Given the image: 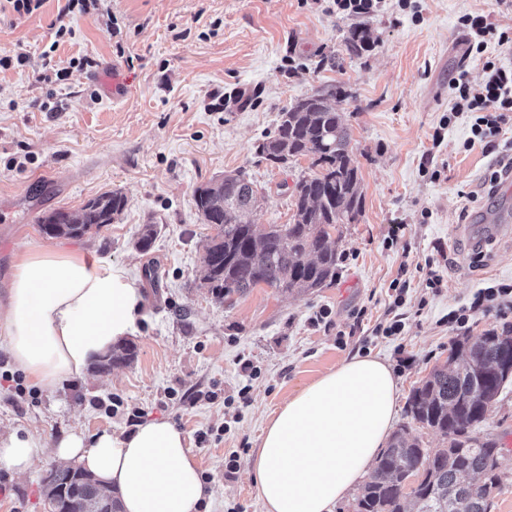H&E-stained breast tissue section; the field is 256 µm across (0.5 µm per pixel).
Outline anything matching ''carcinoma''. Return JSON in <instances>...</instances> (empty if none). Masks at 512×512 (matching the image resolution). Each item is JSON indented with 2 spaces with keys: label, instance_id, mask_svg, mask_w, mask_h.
Here are the masks:
<instances>
[{
  "label": "carcinoma",
  "instance_id": "cac0c4a2",
  "mask_svg": "<svg viewBox=\"0 0 512 512\" xmlns=\"http://www.w3.org/2000/svg\"><path fill=\"white\" fill-rule=\"evenodd\" d=\"M351 134L341 114L315 94L281 112L276 134L260 145L265 159L279 164L313 156L314 174L295 185L296 211L290 224L241 223L259 207L252 184L241 174L195 191L203 223L216 233L204 247L203 285L222 300L265 284L284 294L312 293L336 281V240L362 207L361 179L350 148ZM126 206L119 190L87 201L77 211L53 210L41 218L52 236L81 238L113 223ZM314 255L310 263L305 256ZM457 358L443 364L415 388L408 413L419 427L446 440L443 448H425L406 427L396 431L379 454L354 512H490V498L501 482V449L482 442L477 432L508 380L501 366L512 360V336L494 330L452 344ZM135 346L120 342L94 362L109 374L131 363ZM81 485L71 512H120L114 491L100 483L80 482L69 467L50 471L43 485L47 497Z\"/></svg>",
  "mask_w": 512,
  "mask_h": 512
}]
</instances>
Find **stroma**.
I'll use <instances>...</instances> for the list:
<instances>
[{"label": "stroma", "mask_w": 512, "mask_h": 512, "mask_svg": "<svg viewBox=\"0 0 512 512\" xmlns=\"http://www.w3.org/2000/svg\"><path fill=\"white\" fill-rule=\"evenodd\" d=\"M401 9L347 16L327 0H106L99 14L66 17L70 39H54L59 0L29 15H0V55H31L26 69L0 71V303L17 258L36 247L82 252L89 263L124 269L139 287L142 316L129 340L136 358L108 374L88 372L53 392L18 404L0 384V435L28 430L54 444L68 429L85 435L130 431L128 417L160 419L183 430L202 474L219 493L208 512H263L247 475L267 414L350 355L372 354L392 367L399 385L396 426H413L410 394L443 365L459 330L448 313L477 289L512 285V196L487 200L483 180L494 159L483 145L464 150L468 115L432 135L448 111V83L485 78L467 55L459 19L482 14L512 28V0H415ZM370 47L351 50L352 28ZM69 67L65 83L38 81L40 54ZM89 57L95 68L70 67ZM129 84L112 97V74ZM327 93L349 127L362 179V210L343 225L337 276L328 287L284 295L258 286L215 300L200 286L203 246L215 229L203 223L197 187L239 172L253 184L256 224H288L294 186L313 172L301 157L281 167L258 147L276 133L280 114L300 99ZM51 99L56 109L38 111ZM119 190L127 205L114 223L80 239L40 228L53 209L74 211ZM500 208L503 224L477 214ZM157 234L148 250L144 225ZM402 225L389 243L391 225ZM435 260L440 288L426 286ZM406 281L402 335L377 328L392 317L393 280ZM255 368L247 377L243 365ZM250 387V401L237 391ZM214 401H205L207 392ZM122 401L116 413L101 400ZM502 450L501 484L491 512H512V382L478 432ZM240 451L239 468L224 461ZM51 455L25 477L0 470L10 488L0 512H48L41 479Z\"/></svg>", "instance_id": "obj_1"}]
</instances>
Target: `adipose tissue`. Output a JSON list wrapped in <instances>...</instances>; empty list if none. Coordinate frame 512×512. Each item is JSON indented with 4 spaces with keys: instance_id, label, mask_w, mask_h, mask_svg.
Masks as SVG:
<instances>
[{
    "instance_id": "obj_1",
    "label": "adipose tissue",
    "mask_w": 512,
    "mask_h": 512,
    "mask_svg": "<svg viewBox=\"0 0 512 512\" xmlns=\"http://www.w3.org/2000/svg\"><path fill=\"white\" fill-rule=\"evenodd\" d=\"M141 308L140 290L123 270L42 249L19 257L0 322L14 364L32 384L53 391L133 333ZM397 401L390 364L356 354L279 405L249 467L264 512H333L386 446ZM48 451L113 488L122 512H201L215 494L185 433L168 421L119 434L71 431L51 448L14 430L0 437V470L26 475Z\"/></svg>"
}]
</instances>
